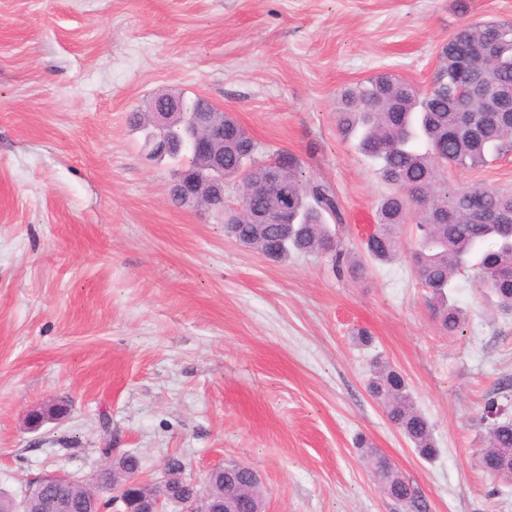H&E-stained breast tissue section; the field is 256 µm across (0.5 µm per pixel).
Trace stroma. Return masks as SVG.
Returning <instances> with one entry per match:
<instances>
[{"label": "stroma", "mask_w": 512, "mask_h": 512, "mask_svg": "<svg viewBox=\"0 0 512 512\" xmlns=\"http://www.w3.org/2000/svg\"><path fill=\"white\" fill-rule=\"evenodd\" d=\"M484 20L512 21V0H0V490L85 478L115 448L151 480L172 457L199 478L249 465L267 512H397L362 435L429 512H512V482L488 498L474 459L512 316L464 275L466 320L444 334L406 252L359 279L323 256L267 261L174 206L169 164L127 122L163 90L209 99L260 158L334 186L357 251L388 188L337 130L340 90L381 72L429 85L442 44ZM446 176L512 187V152ZM376 357L431 422L434 460L370 396ZM60 398L68 416L30 429Z\"/></svg>", "instance_id": "35a3bbf8"}]
</instances>
